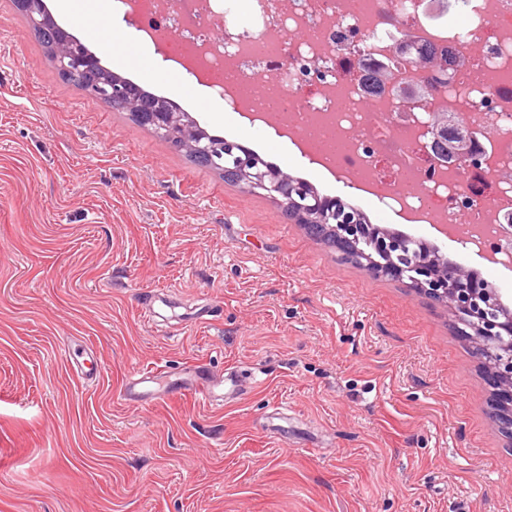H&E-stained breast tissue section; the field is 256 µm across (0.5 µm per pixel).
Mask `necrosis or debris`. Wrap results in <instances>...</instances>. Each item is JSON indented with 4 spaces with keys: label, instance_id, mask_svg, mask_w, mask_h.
I'll list each match as a JSON object with an SVG mask.
<instances>
[{
    "label": "necrosis or debris",
    "instance_id": "necrosis-or-debris-1",
    "mask_svg": "<svg viewBox=\"0 0 512 512\" xmlns=\"http://www.w3.org/2000/svg\"><path fill=\"white\" fill-rule=\"evenodd\" d=\"M139 0L142 34H176L175 65L193 61L204 85L239 113L263 114L278 101L282 127L341 139L337 156L318 163L420 224L455 228L480 253L511 265L495 249L497 227L512 214V0H476V17L461 27L430 24V0ZM451 51L459 63L434 100L404 101L368 92L354 79L366 59L411 76L403 37ZM295 44L286 53V44ZM433 112L468 115L481 163L440 162L426 150L422 128Z\"/></svg>",
    "mask_w": 512,
    "mask_h": 512
}]
</instances>
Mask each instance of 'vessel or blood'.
Masks as SVG:
<instances>
[{
    "label": "vessel or blood",
    "mask_w": 512,
    "mask_h": 512,
    "mask_svg": "<svg viewBox=\"0 0 512 512\" xmlns=\"http://www.w3.org/2000/svg\"><path fill=\"white\" fill-rule=\"evenodd\" d=\"M173 381L178 383L180 394L198 397L205 404L218 405L224 400L220 382L208 379L204 367L200 365L174 375L164 371L136 374L122 387L121 395L127 400L155 402L164 399Z\"/></svg>",
    "instance_id": "obj_1"
}]
</instances>
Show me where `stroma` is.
Instances as JSON below:
<instances>
[{"label": "stroma", "instance_id": "1", "mask_svg": "<svg viewBox=\"0 0 512 512\" xmlns=\"http://www.w3.org/2000/svg\"><path fill=\"white\" fill-rule=\"evenodd\" d=\"M88 48L512 299V270L375 207L271 129L226 131L230 108L157 46L133 40L120 66ZM196 364L233 376L223 407L120 396L134 373ZM489 395L447 307L341 262L265 192L62 81L0 0V512H512Z\"/></svg>", "mask_w": 512, "mask_h": 512}]
</instances>
